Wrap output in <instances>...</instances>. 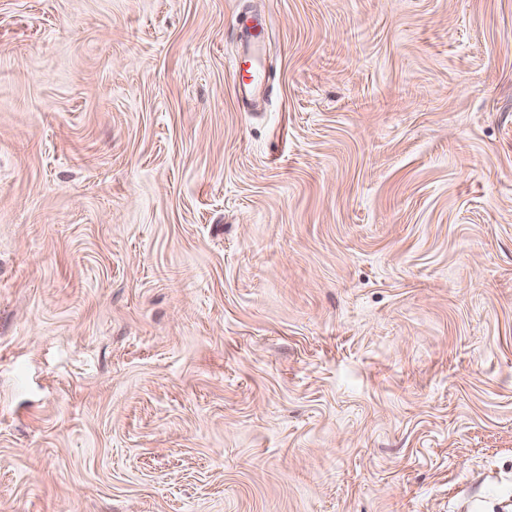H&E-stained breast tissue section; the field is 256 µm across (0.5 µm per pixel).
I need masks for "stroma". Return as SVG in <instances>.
Here are the masks:
<instances>
[{
	"instance_id": "1",
	"label": "stroma",
	"mask_w": 512,
	"mask_h": 512,
	"mask_svg": "<svg viewBox=\"0 0 512 512\" xmlns=\"http://www.w3.org/2000/svg\"><path fill=\"white\" fill-rule=\"evenodd\" d=\"M475 499L512 501V0H0V512ZM264 26L260 19H254L251 26L244 29V43L241 53L234 63V68L238 59L249 56L253 64L259 65L261 62V52L264 48V36H262Z\"/></svg>"
}]
</instances>
